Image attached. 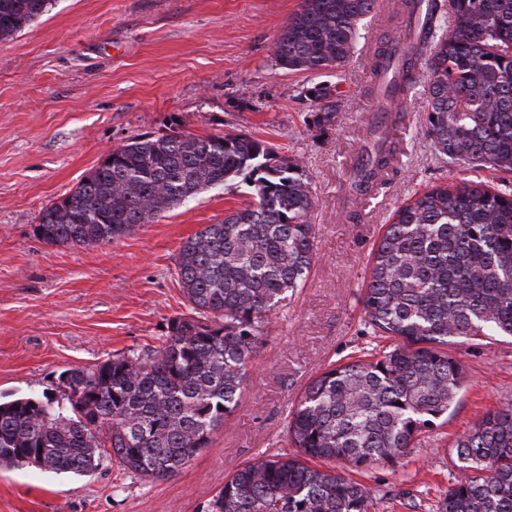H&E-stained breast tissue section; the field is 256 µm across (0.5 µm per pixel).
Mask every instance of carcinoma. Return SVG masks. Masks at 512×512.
Returning a JSON list of instances; mask_svg holds the SVG:
<instances>
[{
  "instance_id": "carcinoma-1",
  "label": "carcinoma",
  "mask_w": 512,
  "mask_h": 512,
  "mask_svg": "<svg viewBox=\"0 0 512 512\" xmlns=\"http://www.w3.org/2000/svg\"><path fill=\"white\" fill-rule=\"evenodd\" d=\"M377 0H303L274 45L288 71H340ZM52 0H0V37L47 13ZM400 53L375 42L376 90L401 98L426 64L424 135L437 159L512 175V0H400ZM452 18L447 29L446 18ZM351 192L374 191L390 165V128ZM244 176L253 199L181 246L176 271L191 314L172 318L158 347L71 368L57 395L0 400V465L83 476L108 456L162 479L184 469L238 406L269 312L301 286L316 255L314 201L299 161H279L243 134L140 136L109 152L41 212L49 245L110 243L157 214ZM366 322L392 345L311 379L288 422L300 459L238 468L206 512H369L370 492L313 460L355 471L405 455L448 414L465 386L448 355L459 338L512 336V184L461 178L415 193L387 225L363 290ZM457 476L437 512H512V405L486 413L456 443Z\"/></svg>"
}]
</instances>
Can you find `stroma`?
<instances>
[{
	"label": "stroma",
	"instance_id": "1",
	"mask_svg": "<svg viewBox=\"0 0 512 512\" xmlns=\"http://www.w3.org/2000/svg\"><path fill=\"white\" fill-rule=\"evenodd\" d=\"M301 0H54L0 39V395L55 393L63 370L160 345L189 304L176 275L183 242L244 207L243 177L108 244L48 245L41 211L131 138L180 129L245 134L300 161L314 196L316 257L307 280L270 316L237 409L180 473L151 480L110 459L86 476L0 466V512H204L234 470L287 453L288 416L305 384L331 364L385 347L364 321L369 255L393 212L415 191L460 178L497 182L490 169L440 162L423 133L426 70L408 95L383 185L353 199L349 181L379 102L371 44L398 34L368 16L340 72L278 67L274 43ZM339 94L335 114L308 97ZM358 211L357 223L346 219ZM469 382L407 455L357 473L371 512H435L453 483L455 446L486 412L512 404V337L448 346Z\"/></svg>",
	"mask_w": 512,
	"mask_h": 512
}]
</instances>
